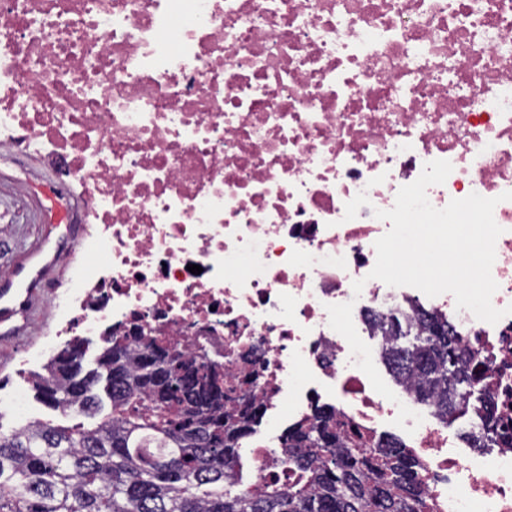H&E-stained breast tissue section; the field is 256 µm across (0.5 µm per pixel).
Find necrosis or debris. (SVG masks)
Listing matches in <instances>:
<instances>
[{
  "mask_svg": "<svg viewBox=\"0 0 512 512\" xmlns=\"http://www.w3.org/2000/svg\"><path fill=\"white\" fill-rule=\"evenodd\" d=\"M0 151L62 162L84 199L89 260L20 368L62 341L161 333L225 385L261 371L282 438L319 407L385 436L407 406L427 512H512V0H0ZM434 160L452 165L435 208L497 201V323L370 276L391 227L376 210ZM346 302L376 361L390 318L453 327L491 451H465L408 386L374 391L329 325Z\"/></svg>",
  "mask_w": 512,
  "mask_h": 512,
  "instance_id": "obj_1",
  "label": "necrosis or debris"
}]
</instances>
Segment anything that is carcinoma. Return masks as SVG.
<instances>
[{
	"instance_id": "carcinoma-1",
	"label": "carcinoma",
	"mask_w": 512,
	"mask_h": 512,
	"mask_svg": "<svg viewBox=\"0 0 512 512\" xmlns=\"http://www.w3.org/2000/svg\"><path fill=\"white\" fill-rule=\"evenodd\" d=\"M396 338L385 361L394 380L416 381L422 401L438 400L448 417L455 400L482 399L462 341L433 320L418 329L391 322ZM113 333L85 371L68 345L37 376L51 409L102 413L100 383L112 411L96 426L29 421L0 427V512H426L415 462L387 438L345 435L344 424L317 408L288 433L285 483L247 481L236 441L262 410L237 393L235 404L210 365L158 353L170 338Z\"/></svg>"
}]
</instances>
